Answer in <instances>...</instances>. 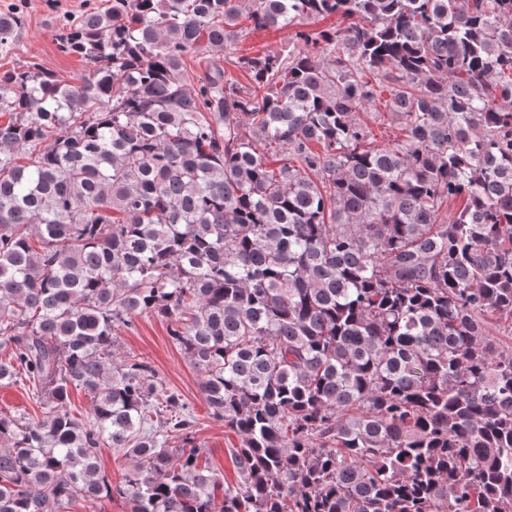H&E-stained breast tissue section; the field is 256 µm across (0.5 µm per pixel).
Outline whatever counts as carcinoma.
I'll return each instance as SVG.
<instances>
[{"mask_svg":"<svg viewBox=\"0 0 512 512\" xmlns=\"http://www.w3.org/2000/svg\"><path fill=\"white\" fill-rule=\"evenodd\" d=\"M244 16L288 50L231 61L245 90L191 75ZM25 23L0 15V45ZM57 45L73 81L0 71V381L43 404L0 413V512H512V341L488 327L512 337V0H107ZM384 92L405 135L378 146L359 114ZM142 314L240 437L238 484L117 357ZM98 456L101 470L111 476L114 483L123 481L134 467L130 457L118 456L113 448H102Z\"/></svg>","mask_w":512,"mask_h":512,"instance_id":"carcinoma-1","label":"carcinoma"}]
</instances>
